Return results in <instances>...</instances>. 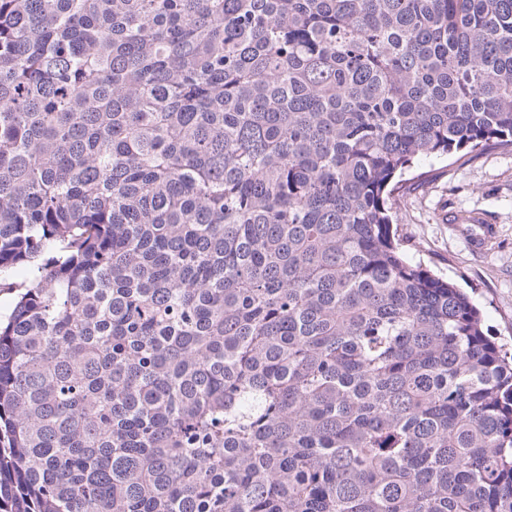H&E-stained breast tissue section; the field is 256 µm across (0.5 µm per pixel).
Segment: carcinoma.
Listing matches in <instances>:
<instances>
[{
  "instance_id": "1",
  "label": "carcinoma",
  "mask_w": 512,
  "mask_h": 512,
  "mask_svg": "<svg viewBox=\"0 0 512 512\" xmlns=\"http://www.w3.org/2000/svg\"><path fill=\"white\" fill-rule=\"evenodd\" d=\"M512 151V0H0V512H512V356L393 231Z\"/></svg>"
}]
</instances>
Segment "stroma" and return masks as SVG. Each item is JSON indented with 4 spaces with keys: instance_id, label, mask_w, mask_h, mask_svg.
<instances>
[{
    "instance_id": "35a3bbf8",
    "label": "stroma",
    "mask_w": 512,
    "mask_h": 512,
    "mask_svg": "<svg viewBox=\"0 0 512 512\" xmlns=\"http://www.w3.org/2000/svg\"><path fill=\"white\" fill-rule=\"evenodd\" d=\"M428 167L434 180L415 184L396 211L402 248L462 288L488 336L512 348V152L489 148ZM485 225L490 237L474 249L471 238Z\"/></svg>"
}]
</instances>
